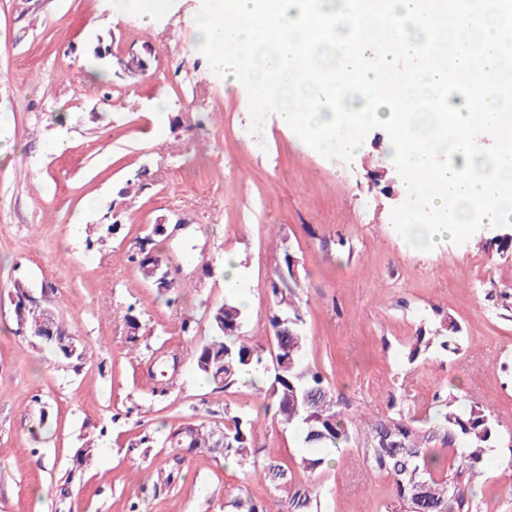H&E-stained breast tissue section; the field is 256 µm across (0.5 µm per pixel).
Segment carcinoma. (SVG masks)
I'll return each instance as SVG.
<instances>
[{"mask_svg":"<svg viewBox=\"0 0 512 512\" xmlns=\"http://www.w3.org/2000/svg\"><path fill=\"white\" fill-rule=\"evenodd\" d=\"M162 259L150 236L128 255L143 281L171 304L179 300L180 285L158 279L155 268ZM293 264L294 256L284 252L283 264L271 282L275 305L269 318L274 338L271 365L264 362L263 348L243 335L245 310L233 300L210 310L212 336L194 347L193 362L215 388L225 391L237 386L247 374H262L269 379L262 391L269 399L266 409H274L281 422L297 427L307 447L338 448L350 442L352 420L325 385L321 372L301 363L306 336L301 329L302 317L291 300ZM459 333L457 321L448 315L436 337L418 331L407 358L415 359L435 340L446 350ZM454 403V399L445 401L432 426L418 427L400 416H387L368 427L364 440L367 464L370 470L392 477L395 499L407 505L409 512H471L473 482L487 449L497 438V429L479 407H456ZM253 423L245 413L224 409V459L250 463L258 476L282 493L281 512H318L317 496L308 486L295 482L290 469L273 457H255ZM215 440V429L200 423L183 438L181 447L211 453ZM437 441L441 447H429ZM231 506L234 512H269L265 505L241 494Z\"/></svg>","mask_w":512,"mask_h":512,"instance_id":"cac0c4a2","label":"carcinoma"}]
</instances>
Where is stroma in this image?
<instances>
[{
  "label": "stroma",
  "mask_w": 512,
  "mask_h": 512,
  "mask_svg": "<svg viewBox=\"0 0 512 512\" xmlns=\"http://www.w3.org/2000/svg\"><path fill=\"white\" fill-rule=\"evenodd\" d=\"M201 6L168 0L147 24L135 10L114 14L110 0H0V512H230L240 491L275 512L277 491L250 465L195 452L178 462L161 441L182 424L223 422L228 409L254 419L257 448L316 491L319 512H384L393 483L367 474L362 434L330 449L331 464L302 470L309 448L262 411L259 391L217 389L194 366L209 309L236 294L224 284L228 253L251 296L243 332L271 349L267 286L286 252L298 261L303 363L357 414L422 422L441 397L479 406L501 436L473 512H512V248L409 246L391 220L401 182L375 178L394 165L383 129L348 162L302 147L273 115L252 134L245 87L225 86L199 51ZM146 41L149 71L126 79L118 56ZM112 206L123 222L114 236L103 220ZM180 217L184 229L156 239L182 286L169 305L127 254ZM77 222L83 232L70 237ZM18 279L44 295L81 360L18 334ZM447 315L461 329L457 350L407 361L417 331ZM145 434L151 447L137 444ZM89 441L95 455L78 464Z\"/></svg>",
  "instance_id": "obj_1"
}]
</instances>
